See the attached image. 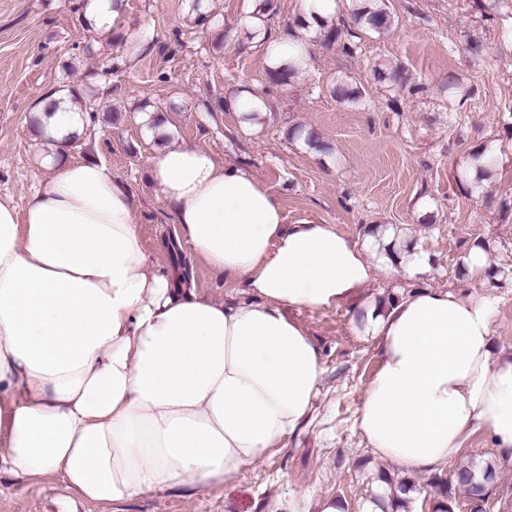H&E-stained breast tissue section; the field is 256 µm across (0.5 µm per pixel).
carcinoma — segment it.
<instances>
[{
	"mask_svg": "<svg viewBox=\"0 0 512 512\" xmlns=\"http://www.w3.org/2000/svg\"><path fill=\"white\" fill-rule=\"evenodd\" d=\"M396 23L391 16L387 0H352L350 21L343 23L339 28L334 23L326 24L320 32V41L328 48L336 43H342V50L349 54L357 46L362 36L388 34L395 29ZM307 67V58L301 54L288 57V63L277 66L270 71L271 79L280 86H289L299 79ZM373 76L402 89L406 88L402 67L394 64L373 62L371 66ZM473 161L475 176L479 180L489 181L496 172L495 159L491 155L481 153L470 154ZM496 471L493 464L487 462L478 465L473 462L460 464L453 473L447 477H435L433 487L432 512H454L456 506V490L461 489L474 500L471 512H483L482 503L485 502L495 488ZM388 485L387 507L392 512H398L403 507L399 492L407 490L410 483L400 481L396 484L385 480Z\"/></svg>",
	"mask_w": 512,
	"mask_h": 512,
	"instance_id": "1",
	"label": "carcinoma"
}]
</instances>
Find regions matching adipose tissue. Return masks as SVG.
<instances>
[{"instance_id": "ef3b65f1", "label": "adipose tissue", "mask_w": 512, "mask_h": 512, "mask_svg": "<svg viewBox=\"0 0 512 512\" xmlns=\"http://www.w3.org/2000/svg\"><path fill=\"white\" fill-rule=\"evenodd\" d=\"M124 17L123 0L82 2L100 35ZM36 117L50 175L24 211L0 200V474L57 479L100 506L233 483L303 423L323 379L288 309L339 306L377 271L410 280L430 267L397 226L356 240L334 224H287L251 171L174 141L149 176L179 238L255 295L215 301L151 262L106 165L68 159L88 122L72 96L43 95ZM493 315L488 296L430 288L364 303L380 362L356 428L378 459L437 471L482 429L512 466V349L496 347Z\"/></svg>"}]
</instances>
